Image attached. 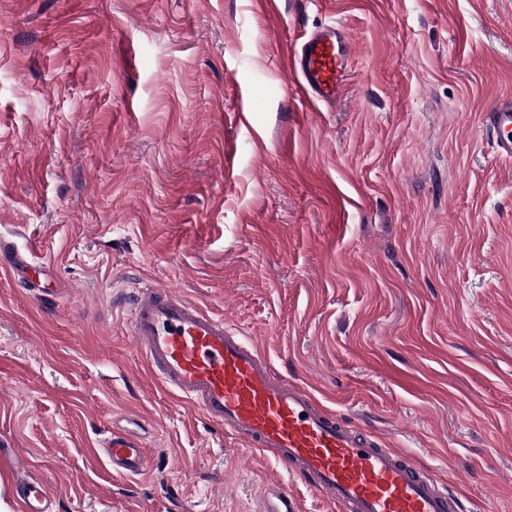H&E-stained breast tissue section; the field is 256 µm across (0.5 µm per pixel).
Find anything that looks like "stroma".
<instances>
[{
    "label": "stroma",
    "instance_id": "stroma-1",
    "mask_svg": "<svg viewBox=\"0 0 512 512\" xmlns=\"http://www.w3.org/2000/svg\"><path fill=\"white\" fill-rule=\"evenodd\" d=\"M344 26L334 106L290 73ZM512 0H0V234L50 263L0 274V512H262L274 458L166 390L127 326L137 286L247 331L273 371L437 479L512 512ZM152 468L111 473V429ZM489 146L493 153L505 159H512V99L501 100L481 119ZM49 269L48 262L36 260L33 248L22 253L11 240L0 237V270L12 278L24 280L37 298L53 297L59 290L51 284ZM19 496L17 504L20 512H52L54 497L43 481L24 484Z\"/></svg>",
    "mask_w": 512,
    "mask_h": 512
}]
</instances>
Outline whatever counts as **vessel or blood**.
Returning <instances> with one entry per match:
<instances>
[{"instance_id": "b4317fda", "label": "vessel or blood", "mask_w": 512, "mask_h": 512, "mask_svg": "<svg viewBox=\"0 0 512 512\" xmlns=\"http://www.w3.org/2000/svg\"><path fill=\"white\" fill-rule=\"evenodd\" d=\"M352 45L337 24L296 42L290 68L304 96L331 104L348 75ZM493 153L512 159V99L483 114ZM50 266L0 237V270L24 280L40 299L56 293ZM130 334L158 379L197 407L226 434L271 453L337 512H458L453 492L411 455L382 444L351 421L328 411L309 390L276 375L266 357L239 330L205 313L168 288H139L129 305ZM102 455L113 472L140 475L150 451L138 439L112 431ZM54 497L41 481L24 484L19 512H51Z\"/></svg>"}]
</instances>
